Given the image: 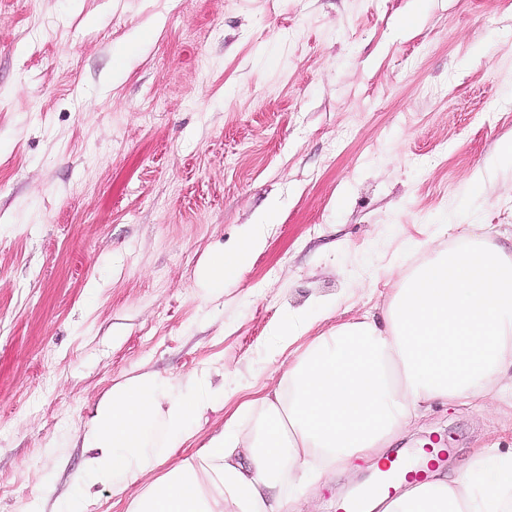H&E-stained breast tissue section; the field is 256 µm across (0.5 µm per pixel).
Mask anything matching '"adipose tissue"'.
<instances>
[{"label": "adipose tissue", "instance_id": "obj_1", "mask_svg": "<svg viewBox=\"0 0 512 512\" xmlns=\"http://www.w3.org/2000/svg\"><path fill=\"white\" fill-rule=\"evenodd\" d=\"M261 235L208 260L206 298L223 294L260 248ZM173 380L143 372L112 386L85 432L94 453L71 475L54 512H86L104 489L126 512H301L283 485L303 489L356 461L381 463L401 429L433 403L512 401V255L461 233L404 273L380 314H364L315 337L284 366L278 386L245 402L237 418L155 479L149 431L164 419L181 447L191 420L224 400L205 377L173 392ZM436 449H418L396 483L370 493L369 512H512V456L481 449L454 475L431 469ZM427 471L426 483L406 476Z\"/></svg>", "mask_w": 512, "mask_h": 512}]
</instances>
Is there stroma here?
<instances>
[{
    "label": "stroma",
    "instance_id": "stroma-1",
    "mask_svg": "<svg viewBox=\"0 0 512 512\" xmlns=\"http://www.w3.org/2000/svg\"><path fill=\"white\" fill-rule=\"evenodd\" d=\"M510 140L512 0H0V512H52L124 377L224 385L194 450L276 386L292 311L320 336L463 230L511 248ZM272 202L203 301L210 253ZM509 423L508 402L437 407L392 450L443 443L451 474L512 453ZM262 223L258 224L255 235L244 239L236 249L224 251L222 248L210 256L204 288L206 299L222 295L224 288L235 282L248 266L252 255L261 247L263 237L260 229L264 224L278 223V213L274 203L264 215Z\"/></svg>",
    "mask_w": 512,
    "mask_h": 512
}]
</instances>
